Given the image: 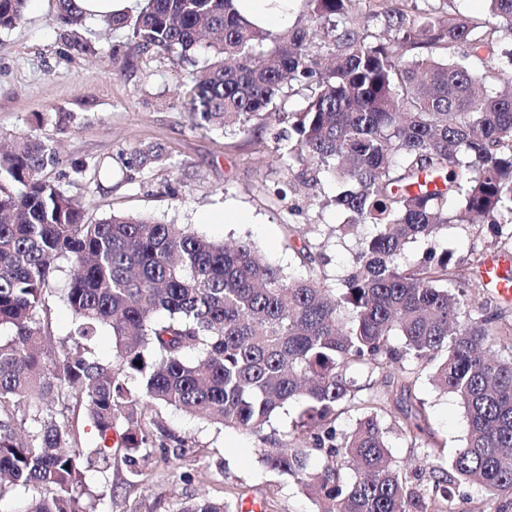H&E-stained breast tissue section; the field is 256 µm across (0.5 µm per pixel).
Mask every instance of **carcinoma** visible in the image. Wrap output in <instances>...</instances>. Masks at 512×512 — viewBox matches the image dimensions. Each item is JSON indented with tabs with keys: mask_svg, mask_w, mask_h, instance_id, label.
Here are the masks:
<instances>
[{
	"mask_svg": "<svg viewBox=\"0 0 512 512\" xmlns=\"http://www.w3.org/2000/svg\"><path fill=\"white\" fill-rule=\"evenodd\" d=\"M372 1L381 35L345 26L326 50L312 45V29ZM393 2L303 0L305 24L275 31L251 26L235 0H145L105 20L142 54H174L192 68L205 57L184 90L199 129L279 115L284 88L307 90L304 107L287 113L281 157L343 186L334 205L344 219L318 228L315 242L288 225L303 278L247 241L184 225L125 214L89 224L85 204L45 177L51 149L25 137L0 149V331L9 329L0 336V480L29 492L14 512H96L104 491L87 482L80 434L44 405L72 399L85 402L93 454L107 467L116 450L133 468L148 455L154 439L138 414L150 404L252 433L288 406L293 439L262 449V463L325 512H428L427 501L449 506L470 484L498 502L495 512L512 509V321L476 297L487 286L483 254L436 247L445 225L469 224L512 248V77L483 55L512 38V0H489L486 19ZM27 4L0 0V32L22 23ZM58 19L68 49L95 52L73 0H58ZM164 161L156 144L128 164ZM331 238L355 244L336 289L326 284ZM414 242L422 256L404 265ZM62 261L74 328L57 354L39 313ZM103 330L111 361L90 348ZM360 367L393 371L396 388L357 399L363 387L348 372ZM427 367L463 405L467 436L451 470L409 473L393 460L382 418L411 446L427 445L424 408L397 397ZM354 402L361 416L337 430ZM178 512L231 510L200 497Z\"/></svg>",
	"mask_w": 512,
	"mask_h": 512,
	"instance_id": "carcinoma-1",
	"label": "carcinoma"
}]
</instances>
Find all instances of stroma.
<instances>
[{
    "label": "stroma",
    "instance_id": "35a3bbf8",
    "mask_svg": "<svg viewBox=\"0 0 512 512\" xmlns=\"http://www.w3.org/2000/svg\"><path fill=\"white\" fill-rule=\"evenodd\" d=\"M60 33L57 0H30L23 23L0 33V142L26 135L55 148L58 162L45 174L85 203L89 221L116 213L187 224L213 240L249 241L268 263L305 275L288 247V227L342 222L323 203L340 187L318 178L312 165L284 163L275 138L282 121L255 119L235 133L194 128L183 100L192 70L177 58L136 54L124 31L98 20L82 31L94 53L68 52ZM152 143L164 147L165 162L128 166L132 149ZM99 161L111 164V185L96 178ZM220 211L230 221L205 222ZM438 245L460 256L498 253L488 231L461 224L444 228ZM412 395L426 404L436 464L450 468L467 432L462 404L426 371ZM141 422L156 432L157 445L136 471L118 458L108 469L84 458L89 483L105 490L99 512H177L201 496L227 501L235 512L250 501L264 512L320 510L291 477L261 464L260 435L219 429L166 405L144 409ZM168 439L184 442V457H164Z\"/></svg>",
    "mask_w": 512,
    "mask_h": 512
}]
</instances>
